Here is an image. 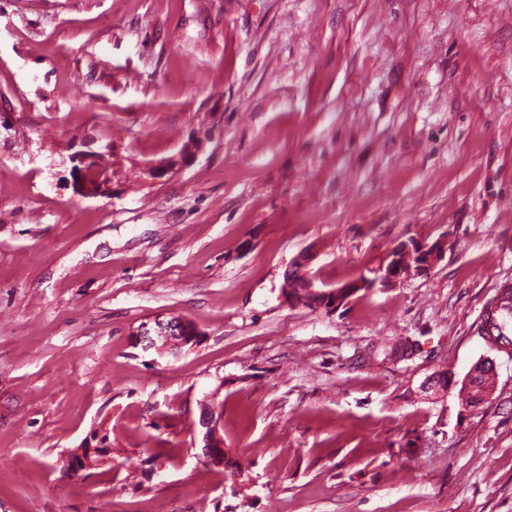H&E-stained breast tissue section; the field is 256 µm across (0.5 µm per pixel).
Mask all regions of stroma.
Instances as JSON below:
<instances>
[{
  "mask_svg": "<svg viewBox=\"0 0 512 512\" xmlns=\"http://www.w3.org/2000/svg\"><path fill=\"white\" fill-rule=\"evenodd\" d=\"M86 151L108 191H75ZM443 236L338 310L282 297L305 251L331 290ZM510 283L512 0H0V512H512V355L480 331ZM170 314L196 345L134 346ZM183 151H181L177 158L169 159L164 162H160L146 169V173L149 177L154 180L161 179L166 176L169 172L174 170L177 166L186 162L189 158L193 157L200 148L198 141L193 142ZM201 428L202 447L201 457L210 465L220 466L224 463V448L220 443L221 412L220 406L215 402V396H211L200 403V415L198 420ZM220 446V448H216Z\"/></svg>",
  "mask_w": 512,
  "mask_h": 512,
  "instance_id": "35a3bbf8",
  "label": "stroma"
}]
</instances>
